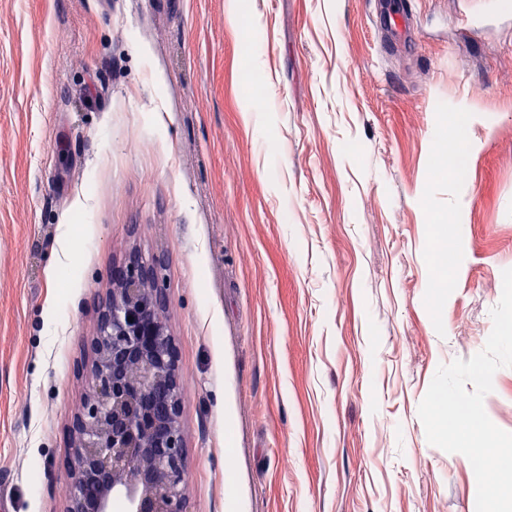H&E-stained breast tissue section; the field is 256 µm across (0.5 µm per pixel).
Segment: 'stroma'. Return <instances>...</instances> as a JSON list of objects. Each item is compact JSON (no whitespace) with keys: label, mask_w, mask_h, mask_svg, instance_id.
Returning <instances> with one entry per match:
<instances>
[{"label":"stroma","mask_w":512,"mask_h":512,"mask_svg":"<svg viewBox=\"0 0 512 512\" xmlns=\"http://www.w3.org/2000/svg\"><path fill=\"white\" fill-rule=\"evenodd\" d=\"M382 2L0 0V512H65L133 251L162 262L187 512H476L418 408L512 268V0H404L407 38ZM484 409L512 432V368Z\"/></svg>","instance_id":"stroma-1"}]
</instances>
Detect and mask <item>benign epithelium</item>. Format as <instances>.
Here are the masks:
<instances>
[{"label": "benign epithelium", "instance_id": "7a95c632", "mask_svg": "<svg viewBox=\"0 0 512 512\" xmlns=\"http://www.w3.org/2000/svg\"><path fill=\"white\" fill-rule=\"evenodd\" d=\"M161 261L132 252L112 267L102 331L87 341L92 388L69 427L65 512H186L178 349L159 311ZM133 321H128V317Z\"/></svg>", "mask_w": 512, "mask_h": 512}]
</instances>
